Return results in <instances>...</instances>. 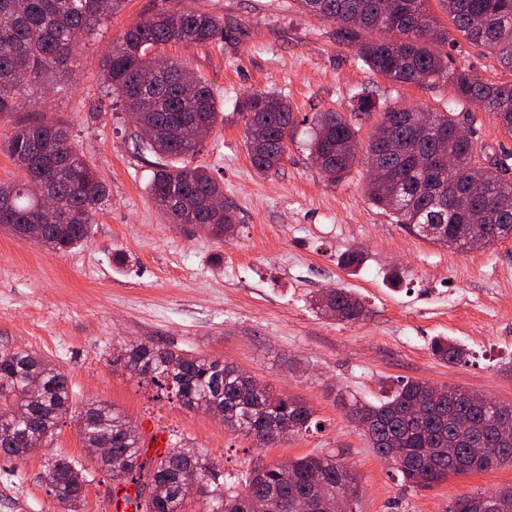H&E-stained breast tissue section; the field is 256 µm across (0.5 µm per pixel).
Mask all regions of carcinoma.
<instances>
[{"label":"carcinoma","mask_w":512,"mask_h":512,"mask_svg":"<svg viewBox=\"0 0 512 512\" xmlns=\"http://www.w3.org/2000/svg\"><path fill=\"white\" fill-rule=\"evenodd\" d=\"M125 0H0V113L36 106L27 93L33 84L57 80L61 65L74 55L79 39L98 33ZM302 13L336 24V37L356 49L375 74L399 83L445 78L458 98L475 103L512 132V83L484 82L449 65L458 42L430 14L429 0H295ZM454 28L474 47L494 55L512 71V0H441ZM224 32V19L174 2L133 23L104 59L106 90L149 133L146 148L155 163L148 192L172 224H195L217 238L235 232L229 209L216 215L211 204L224 188L205 169L185 160L200 151L198 127L224 122L211 87L177 60L158 61L160 45L207 44ZM244 121L246 149L259 175L278 170L295 126L293 108L281 94L251 91L236 102ZM417 109L380 113L375 131L391 137L395 150L380 158L366 194L409 231L438 225L432 240L461 251L476 250L512 236L511 156L489 160L473 136L457 134V116L435 111L429 127L416 125ZM7 152L23 172L19 183H0V226L18 235L22 224L42 225L48 248L65 253L87 242L107 188L68 141L67 130L46 122L21 123L6 140ZM356 125L340 112H320L313 120L310 154L323 178L343 182L359 163ZM478 187L477 199L448 211V195ZM55 198L41 207L39 193ZM328 317L355 322L366 316L362 298L336 288L313 301ZM432 354L448 363L465 360L466 350L446 337L434 339ZM136 379L172 394L190 410L220 411L224 426L263 448L282 432L300 435L319 426L308 406L279 394L236 366L160 345H127L112 358ZM40 379L31 392L29 378ZM475 394L402 380L390 396L361 402L342 393L336 402L350 423L365 431L370 448L389 458L403 486L430 488L448 476L512 464V428L498 426L497 414L474 404ZM80 422L84 448H110L112 458L91 462L104 468L116 487L113 502L134 512H323L320 504L342 495L356 512L360 483L334 454H309L259 467L236 482L182 446L167 449L151 467L140 462L145 449L137 428L112 406L99 401L73 410L65 372L27 350L0 351V450L6 458L27 457L40 449L67 415ZM85 466L66 457L47 460L46 477L57 500L76 512ZM135 492L128 493V486ZM450 512H512V488L458 500Z\"/></svg>","instance_id":"1"}]
</instances>
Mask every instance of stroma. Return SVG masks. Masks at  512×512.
Segmentation results:
<instances>
[{"instance_id": "1", "label": "stroma", "mask_w": 512, "mask_h": 512, "mask_svg": "<svg viewBox=\"0 0 512 512\" xmlns=\"http://www.w3.org/2000/svg\"><path fill=\"white\" fill-rule=\"evenodd\" d=\"M181 5L224 19V33L212 43L167 44L156 54L185 62L224 112L189 163L223 184L236 237L218 241L200 227L169 223L148 194L156 158L127 112L105 95L100 61L130 25L169 2L127 0L100 34L80 44L57 88H30L37 107L0 114V144L27 119L65 124L108 188L90 240L69 252L0 227V350L37 353L65 371L75 405L107 403L145 445H193L227 474L244 477L258 466L335 452L360 480L359 512H448L457 499L512 485V465L505 464L407 490L334 399L341 389L375 403L397 381L417 379L512 405V237L457 251L407 232L368 200L364 165L333 186L309 151L313 119L328 110L351 116L360 142H368L379 115H352L359 92L380 110H451L495 153H512V134L459 100L447 80L395 83L374 74L337 41L334 23L302 14L294 0ZM452 63L489 83L512 82L511 70L466 43ZM251 89L280 93L296 118L279 171L265 178L250 165L244 122L234 110ZM353 250L364 256L355 269L342 263ZM328 288L355 290L367 317L347 322L314 313L312 297ZM444 336L464 345V362L433 356L432 340ZM140 343L233 363L311 406L322 427L256 447L111 364L114 351ZM56 456L86 465L78 512H112V478L87 462L71 418L26 459L0 457V512H66L45 479L46 462Z\"/></svg>"}]
</instances>
